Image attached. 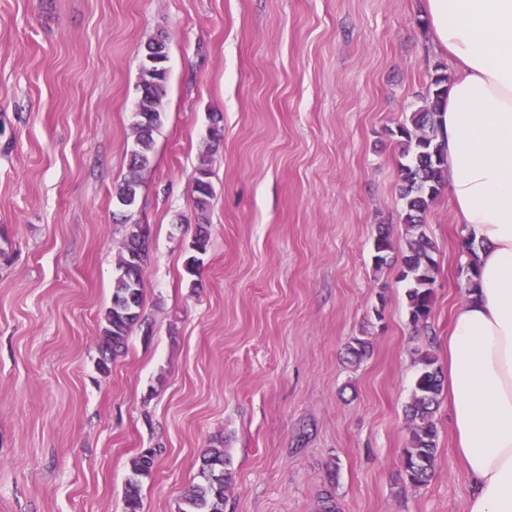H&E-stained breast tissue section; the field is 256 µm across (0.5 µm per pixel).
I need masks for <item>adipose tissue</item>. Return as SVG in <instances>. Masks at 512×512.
Instances as JSON below:
<instances>
[{"label": "adipose tissue", "instance_id": "1", "mask_svg": "<svg viewBox=\"0 0 512 512\" xmlns=\"http://www.w3.org/2000/svg\"><path fill=\"white\" fill-rule=\"evenodd\" d=\"M424 11L455 70L438 139L458 248L480 246L448 335L455 451L468 512H512V0H424Z\"/></svg>", "mask_w": 512, "mask_h": 512}]
</instances>
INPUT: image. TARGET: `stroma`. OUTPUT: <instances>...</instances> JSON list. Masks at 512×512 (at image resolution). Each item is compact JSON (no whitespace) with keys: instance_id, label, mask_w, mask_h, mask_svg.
<instances>
[{"instance_id":"obj_1","label":"stroma","mask_w":512,"mask_h":512,"mask_svg":"<svg viewBox=\"0 0 512 512\" xmlns=\"http://www.w3.org/2000/svg\"><path fill=\"white\" fill-rule=\"evenodd\" d=\"M423 16L422 0H0V512H124L129 462L149 448L142 512H179L218 441L224 512H316L325 492L339 512H467L447 400L433 477L400 481L419 357L446 368L467 268L439 193L433 314L413 328L395 130L435 67L453 71ZM160 33L167 94L132 216L152 227L151 330L133 328L104 375L116 194ZM380 224L393 250L378 271ZM356 338L370 345L357 365ZM210 241V232L208 224H197L196 233L191 243V251L184 264V271L188 277H195L198 274V252H206Z\"/></svg>"}]
</instances>
